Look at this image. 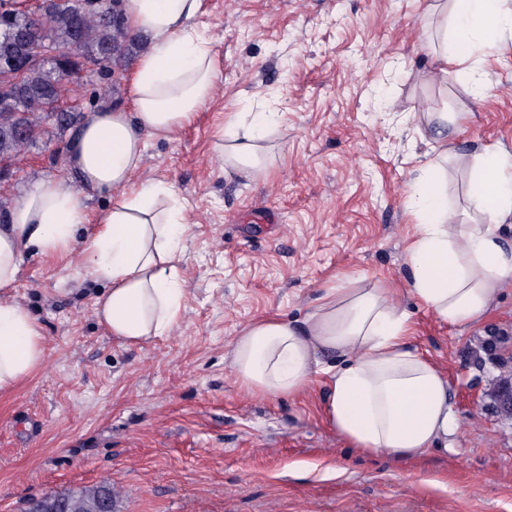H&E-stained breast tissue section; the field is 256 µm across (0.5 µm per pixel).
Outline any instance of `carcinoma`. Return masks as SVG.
Returning a JSON list of instances; mask_svg holds the SVG:
<instances>
[{"label": "carcinoma", "mask_w": 512, "mask_h": 512, "mask_svg": "<svg viewBox=\"0 0 512 512\" xmlns=\"http://www.w3.org/2000/svg\"><path fill=\"white\" fill-rule=\"evenodd\" d=\"M119 0H101L94 10L83 0H58L40 21L19 6L8 18L0 20V61H20L26 48L44 41L64 56L98 60L110 68L112 60L128 50L132 38L125 27L112 23V11ZM67 91L59 62L43 61L24 70L20 83L0 92V156L16 157L45 134V126L67 130L74 121L51 120L46 106L58 102ZM115 493L109 484L58 494L56 498L71 505L67 512H100L103 502L113 507Z\"/></svg>", "instance_id": "1"}]
</instances>
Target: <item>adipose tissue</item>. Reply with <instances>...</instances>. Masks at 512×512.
<instances>
[{
    "label": "adipose tissue",
    "mask_w": 512,
    "mask_h": 512,
    "mask_svg": "<svg viewBox=\"0 0 512 512\" xmlns=\"http://www.w3.org/2000/svg\"><path fill=\"white\" fill-rule=\"evenodd\" d=\"M204 7L205 0H122L125 28L151 38L134 61L128 105L85 113L67 149L77 184L39 180L0 217V394L31 377L46 355L40 325L12 294L26 257L79 254L101 282L94 314L116 339L142 343L179 327L189 226L171 184L138 185L134 176L146 138L190 126L213 97L218 70L197 24ZM426 12L449 19L453 33L434 50L435 81L512 31V0H430ZM424 119L437 153L408 193L419 228L408 253L412 292L438 321L470 328L512 285V245L500 233L512 223V152H459L448 143L447 113ZM277 125L273 112L235 114L214 142L222 169L261 171L262 144ZM451 160L469 172L476 212L465 219L445 196ZM81 186L106 207L89 213ZM82 224L91 230L81 236ZM230 368L237 383L267 397L298 394L323 378L330 427L365 455L417 459L454 424L448 376L413 345L409 313L390 289L362 277L323 289L302 320L245 324Z\"/></svg>",
    "instance_id": "ef3b65f1"
}]
</instances>
